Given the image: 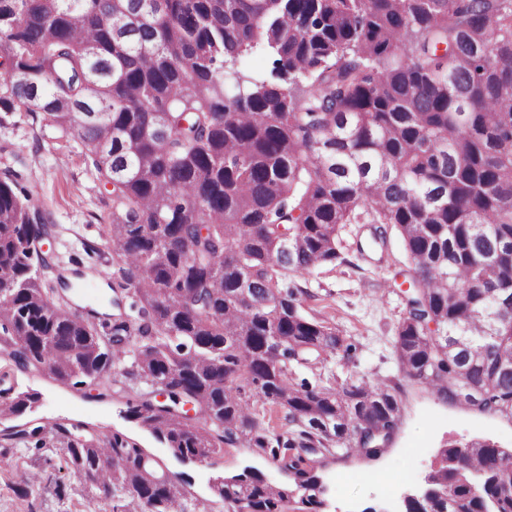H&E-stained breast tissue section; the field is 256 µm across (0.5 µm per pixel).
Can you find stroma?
Returning a JSON list of instances; mask_svg holds the SVG:
<instances>
[{
    "instance_id": "obj_1",
    "label": "stroma",
    "mask_w": 512,
    "mask_h": 512,
    "mask_svg": "<svg viewBox=\"0 0 512 512\" xmlns=\"http://www.w3.org/2000/svg\"><path fill=\"white\" fill-rule=\"evenodd\" d=\"M8 168L24 174L30 204L46 210L54 226L47 279L68 282L62 298L90 323L111 318L112 287L120 279L103 237L111 188L96 178L80 140L46 126L41 113L0 106V173ZM372 231L369 224L344 225L336 263L303 278L287 274L284 281L301 288L302 315L335 326L344 339L326 362L296 366L295 381L401 384L400 422L381 456L370 459L353 450L307 454L324 487L321 512H406L405 495L422 489L441 448L473 439L512 448V418L448 403L405 379L394 342L405 315L401 271L410 259L391 226L385 250H370ZM0 372L5 386L33 397L21 414L0 417V512H112L116 500L66 468L62 449L45 428L49 422L77 427L86 438L117 434L137 444L159 474L176 482L186 512H229L215 484L247 471L276 487L290 482L279 460L244 444L224 446L205 461L178 456L129 415L130 402L145 387L131 361L113 365L99 379L62 383L48 366H15L0 346ZM16 426L43 427L42 445L8 439Z\"/></svg>"
}]
</instances>
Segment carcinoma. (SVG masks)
I'll use <instances>...</instances> for the list:
<instances>
[{
	"label": "carcinoma",
	"instance_id": "cac0c4a2",
	"mask_svg": "<svg viewBox=\"0 0 512 512\" xmlns=\"http://www.w3.org/2000/svg\"><path fill=\"white\" fill-rule=\"evenodd\" d=\"M256 53L272 57L274 80L239 75ZM0 66L24 75L0 84V104L38 97L60 131L57 99L83 116L75 134L112 185L104 235L118 288L140 319H115L106 343L55 302L34 268H50L46 216L6 171L0 332L24 340L17 365L46 364L68 382L132 358L166 400L149 391L129 412L183 457L238 442L276 457L274 442L340 439L374 457L364 437L397 425L399 384L294 382L292 364L335 354L342 337L303 316L283 279L335 263L343 225L390 224L412 264L395 337L402 369L450 403L512 417V372L498 366L512 360V322L494 317L496 299H512V0H0ZM257 400L286 410L287 442L267 434ZM55 437L66 467L102 494L185 512L175 483L135 471L143 449L118 435ZM478 447L442 454L448 509L512 512V450ZM302 464L284 463L293 488L240 475L218 496L253 512L296 498L317 512L318 478Z\"/></svg>",
	"mask_w": 512,
	"mask_h": 512
}]
</instances>
